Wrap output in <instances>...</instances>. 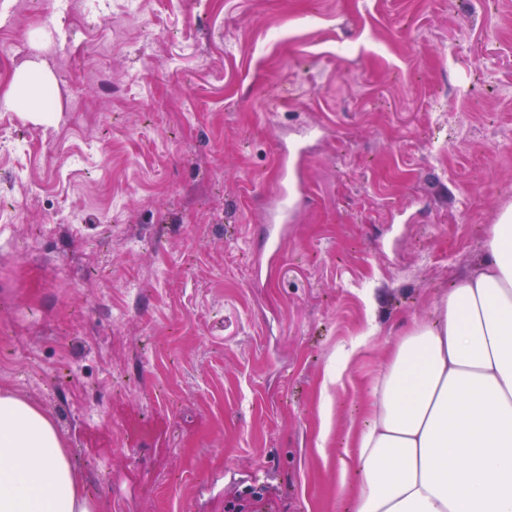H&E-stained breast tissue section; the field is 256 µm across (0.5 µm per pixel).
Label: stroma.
Here are the masks:
<instances>
[{
  "label": "stroma",
  "mask_w": 512,
  "mask_h": 512,
  "mask_svg": "<svg viewBox=\"0 0 512 512\" xmlns=\"http://www.w3.org/2000/svg\"><path fill=\"white\" fill-rule=\"evenodd\" d=\"M22 2L0 60L81 93L0 79V388L100 512H340L365 386L512 207V0ZM283 147L317 200L271 224ZM265 494H268L267 489L256 491L250 485L241 486L224 501V511L257 512L256 508L263 502Z\"/></svg>",
  "instance_id": "35a3bbf8"
}]
</instances>
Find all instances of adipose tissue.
<instances>
[{"label":"adipose tissue","instance_id":"ef3b65f1","mask_svg":"<svg viewBox=\"0 0 512 512\" xmlns=\"http://www.w3.org/2000/svg\"><path fill=\"white\" fill-rule=\"evenodd\" d=\"M363 409L336 483L350 512H512V208L432 316L393 341ZM0 512H98L53 417L8 390Z\"/></svg>","mask_w":512,"mask_h":512}]
</instances>
